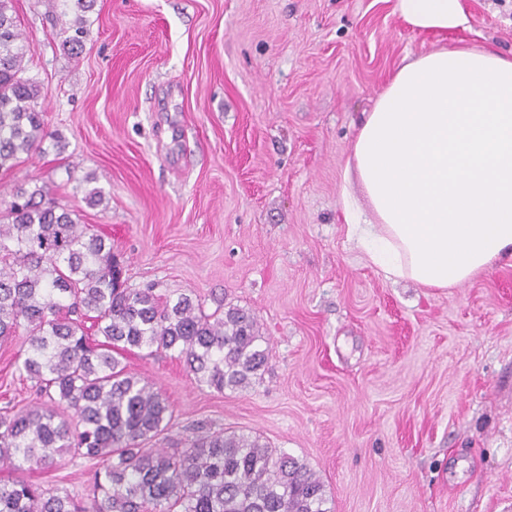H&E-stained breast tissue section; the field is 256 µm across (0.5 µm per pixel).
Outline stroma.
<instances>
[{
	"mask_svg": "<svg viewBox=\"0 0 512 512\" xmlns=\"http://www.w3.org/2000/svg\"><path fill=\"white\" fill-rule=\"evenodd\" d=\"M464 3L467 28L442 36L395 0H95L75 53L76 5L13 0L62 145L0 171V209L44 189L111 237L126 287L243 309L270 348L260 379L221 393L169 354H127L173 411L151 447L259 436L317 473L332 512H512V260L448 289L395 283L340 205L357 124L406 59L512 56V0ZM25 348L0 344V408L35 398ZM96 467L29 477L81 496Z\"/></svg>",
	"mask_w": 512,
	"mask_h": 512,
	"instance_id": "1",
	"label": "stroma"
}]
</instances>
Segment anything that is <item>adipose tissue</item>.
<instances>
[{"mask_svg":"<svg viewBox=\"0 0 512 512\" xmlns=\"http://www.w3.org/2000/svg\"><path fill=\"white\" fill-rule=\"evenodd\" d=\"M412 29L466 28L463 0H395ZM343 218L386 278L448 289L512 259V57L442 48L405 63L365 115Z\"/></svg>","mask_w":512,"mask_h":512,"instance_id":"obj_1","label":"adipose tissue"}]
</instances>
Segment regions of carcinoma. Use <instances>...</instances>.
I'll use <instances>...</instances> for the list:
<instances>
[{"mask_svg":"<svg viewBox=\"0 0 512 512\" xmlns=\"http://www.w3.org/2000/svg\"><path fill=\"white\" fill-rule=\"evenodd\" d=\"M12 2L0 0L1 171L50 137ZM70 30L65 44L83 47L84 16ZM20 331L27 349L17 370L36 401L0 412V461L20 473L0 482V512H331L315 473L257 438L208 431L186 448L144 447L171 428L170 404L120 357L169 353L198 385L222 393L260 375L269 347L240 309L208 314L187 293L123 287L112 238L21 186L0 212V342ZM63 454L99 463L84 502L22 476Z\"/></svg>","mask_w":512,"mask_h":512,"instance_id":"1","label":"carcinoma"}]
</instances>
